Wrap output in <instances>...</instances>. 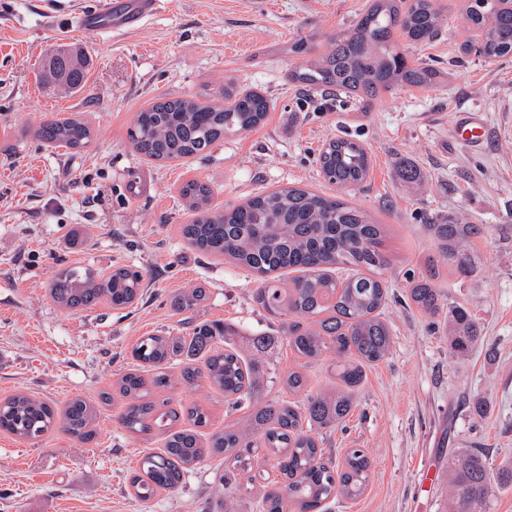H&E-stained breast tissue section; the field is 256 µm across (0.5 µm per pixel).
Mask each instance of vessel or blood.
I'll return each mask as SVG.
<instances>
[{
	"instance_id": "obj_1",
	"label": "vessel or blood",
	"mask_w": 512,
	"mask_h": 512,
	"mask_svg": "<svg viewBox=\"0 0 512 512\" xmlns=\"http://www.w3.org/2000/svg\"><path fill=\"white\" fill-rule=\"evenodd\" d=\"M166 3L167 0H91L89 5L74 10L69 26L84 35L123 33L139 27ZM483 130L481 114L468 112L458 116L454 135L458 140L476 145L483 139Z\"/></svg>"
}]
</instances>
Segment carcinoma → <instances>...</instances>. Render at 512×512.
Returning a JSON list of instances; mask_svg holds the SVG:
<instances>
[{"label":"carcinoma","mask_w":512,"mask_h":512,"mask_svg":"<svg viewBox=\"0 0 512 512\" xmlns=\"http://www.w3.org/2000/svg\"><path fill=\"white\" fill-rule=\"evenodd\" d=\"M465 19L480 33L478 52L494 62L512 58V2L468 0ZM444 15L433 0H372L353 28L332 40L323 56L304 62L291 79L309 90L331 87L373 100L395 86L427 88L446 76L426 63H409L393 33L410 43H422L440 33ZM85 56L57 49L50 55L45 77L66 93L85 86ZM224 102L201 103L195 99L158 101L138 112L129 139L144 156L165 161L199 155L226 136L254 129L265 119L269 100L257 92H222ZM47 143L80 150L91 138L83 122L51 120L38 130ZM320 172L331 184L358 187L366 180L371 158L355 140L336 138L324 144L317 158ZM196 213L190 224L179 227L181 236L204 254L222 255L262 277L256 301L281 320L280 331L301 357L336 356V375L341 386L333 392L307 398L302 406L288 401L263 402L255 390L263 380L259 361L239 351L231 342L229 326L199 323L193 336H143L132 350L137 368L115 381V393L125 400L122 421L132 433L149 435L154 429L166 434L163 449L139 459L131 487L147 501L160 490H173L183 474L207 458L222 457L227 468L254 480L259 450L275 455L283 482L267 491L261 512H322L329 500L354 501L365 491L369 458L362 448H350L345 465L337 471L324 460L318 439L304 432L303 424L319 429L340 424L350 413L353 388L367 365L382 361L391 348V333L381 318L388 291L382 279L372 275L386 265L382 252L385 230L361 208L343 199L299 187H281L256 195L235 206L215 210L210 189L191 180L181 189ZM439 257L461 275L472 267L469 245L482 234L478 224L448 221L429 224ZM371 275L365 276L360 269ZM338 270H349L345 278ZM296 273L291 284L278 272ZM437 274L411 282L409 298L431 318L442 314V295L435 285ZM142 273L117 266L104 280L93 270L69 267L54 277L50 295L69 309H88L101 300L115 308L137 300ZM205 299V290L180 292L174 307L189 312ZM224 337V346L214 337ZM474 324L467 310L448 308V345L457 355L468 354L477 344ZM202 355L204 368L188 359L181 361L178 377L168 372L169 363L183 354ZM237 409L248 403L251 410L241 422L204 434L207 414L193 405L180 414L167 407L169 399H150L176 383L196 386L202 372ZM97 408L74 398L58 411L26 393L0 399V431L23 440H34L54 427L81 442L95 436ZM512 485V461L492 472L484 453L475 448L448 466V512H486L500 487Z\"/></svg>","instance_id":"obj_1"}]
</instances>
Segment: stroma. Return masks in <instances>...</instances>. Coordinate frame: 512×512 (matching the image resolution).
<instances>
[{"instance_id": "35a3bbf8", "label": "stroma", "mask_w": 512, "mask_h": 512, "mask_svg": "<svg viewBox=\"0 0 512 512\" xmlns=\"http://www.w3.org/2000/svg\"><path fill=\"white\" fill-rule=\"evenodd\" d=\"M63 2L64 10L50 12L45 0H0V398L25 392L57 407L75 397L97 403L131 369L130 350L142 336L188 334L172 306L187 288L207 294L196 322H224L243 345L276 333L278 320L255 300L256 274L182 240L178 228L192 214L179 187L208 184L221 210L294 186L343 197L386 230L380 277L391 294L383 317L392 349L365 366L350 414L323 443L338 465L346 449H366L369 482L359 499L326 512H444L451 455L478 448L495 464L512 458V59L455 65L461 43L477 37L463 20L466 0H438L447 15L442 34L405 47L410 61H441L447 78L368 104L347 95L329 101L290 78L305 57L325 54L368 0H169L165 11L114 36L70 31L67 13L85 0ZM304 37L303 57L290 47ZM54 45L86 52L81 91L40 82ZM228 83L272 100L262 124L170 165L132 147L127 130L150 103L214 102ZM474 111L487 130L478 148L452 133L458 114ZM57 117L90 125L83 151L39 140V127ZM337 137L358 140L371 156L359 187H337L319 172L320 149ZM405 165L421 181L403 182ZM454 219L483 229L470 247L471 273L445 268L436 281L446 303L469 309L482 335L464 358L407 300L410 278L428 276L437 258L427 224ZM117 265L143 275L139 300L126 308L66 310L49 295L59 269L103 275ZM260 366L265 400L288 399L283 380L291 370L304 372L310 394L337 383L329 360L304 363L282 339ZM167 395L172 407L204 408L212 432L241 417L205 377ZM123 410L119 398L99 405L88 445L59 429L30 442L0 432V512H222L228 472L219 458L192 468L177 491L136 498L130 477L163 436L128 432Z\"/></svg>"}]
</instances>
